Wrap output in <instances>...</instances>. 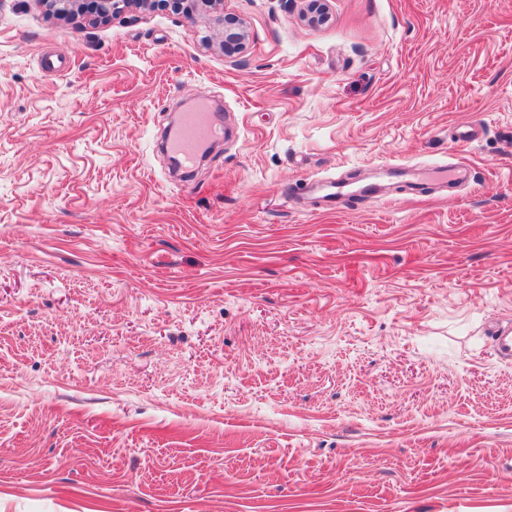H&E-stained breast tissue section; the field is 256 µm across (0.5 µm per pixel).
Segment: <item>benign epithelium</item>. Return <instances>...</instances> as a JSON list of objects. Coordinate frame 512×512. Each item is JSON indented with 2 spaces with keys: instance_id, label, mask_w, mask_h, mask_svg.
<instances>
[{
  "instance_id": "obj_1",
  "label": "benign epithelium",
  "mask_w": 512,
  "mask_h": 512,
  "mask_svg": "<svg viewBox=\"0 0 512 512\" xmlns=\"http://www.w3.org/2000/svg\"><path fill=\"white\" fill-rule=\"evenodd\" d=\"M59 17H71L80 10L92 14L94 20H107L126 13L135 5L147 7L155 0H38ZM307 20L312 24L326 22L328 15L326 0H307ZM170 8L187 15H203L208 20L209 44H217L224 53L241 51L248 40L246 22L234 15L224 13V0H165Z\"/></svg>"
}]
</instances>
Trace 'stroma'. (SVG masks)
<instances>
[{"label":"stroma","instance_id":"35a3bbf8","mask_svg":"<svg viewBox=\"0 0 512 512\" xmlns=\"http://www.w3.org/2000/svg\"><path fill=\"white\" fill-rule=\"evenodd\" d=\"M327 5L0 0V512H512V0ZM48 7V10L59 17L75 16L79 10H85L93 15V19L107 20L110 17L121 16L135 5L149 7L155 0H38ZM90 4V8L87 5ZM170 8L187 15H203L208 20L209 36L207 42L213 46L217 35L221 40L217 46L224 49V54H233L241 51L248 40V27L246 22L234 15H224L223 0H167ZM219 114L206 102L192 112H182L178 125L169 133L166 146L186 168L193 167L203 148L222 136Z\"/></svg>","mask_w":512,"mask_h":512}]
</instances>
